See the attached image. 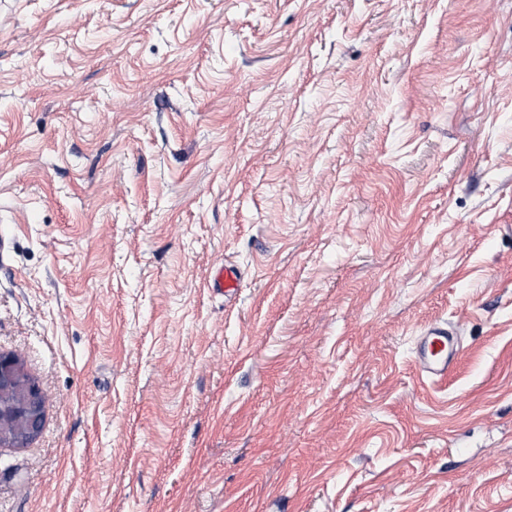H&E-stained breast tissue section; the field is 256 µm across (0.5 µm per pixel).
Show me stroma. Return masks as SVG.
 <instances>
[{"label":"stroma","instance_id":"stroma-1","mask_svg":"<svg viewBox=\"0 0 512 512\" xmlns=\"http://www.w3.org/2000/svg\"><path fill=\"white\" fill-rule=\"evenodd\" d=\"M0 239V512H512V0H0ZM241 271L232 264H224L217 267L210 278L209 287L213 291L223 293L224 296H231L238 292L241 286ZM459 346L448 328L432 326L420 336L415 349V360L422 377L439 382L453 370ZM45 398L41 390L36 386L27 396L26 406L32 409V413L28 418V430L31 436H37L40 432L44 421ZM13 399V395L6 396L3 399L0 398V406L2 404L5 410L3 421L0 425V443L20 446L25 444L30 439V436L26 434V429L22 424L15 422V418L10 413Z\"/></svg>","mask_w":512,"mask_h":512}]
</instances>
